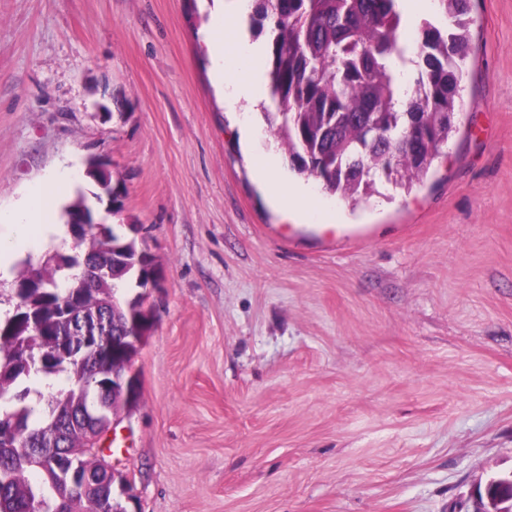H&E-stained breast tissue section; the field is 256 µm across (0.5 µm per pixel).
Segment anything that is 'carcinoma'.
<instances>
[{
    "label": "carcinoma",
    "mask_w": 512,
    "mask_h": 512,
    "mask_svg": "<svg viewBox=\"0 0 512 512\" xmlns=\"http://www.w3.org/2000/svg\"><path fill=\"white\" fill-rule=\"evenodd\" d=\"M445 23L421 22L415 59L399 40V0H253L251 27L265 36L268 103L261 115L288 155L290 169L352 206L402 189L427 175L455 129L460 93L448 76L463 78L469 55V0H435ZM98 186L112 185V214L122 213L112 173L87 162ZM83 254L58 251L24 264L11 283L13 313L0 321V512H108L112 475L92 451L112 424V364L95 350L57 342L61 320L82 325L109 319L100 338L115 363L137 355L112 344L126 332L125 284L140 288L158 274L154 256L110 224H89ZM65 376L48 406L27 402L28 383ZM71 455L92 476L74 484L58 471ZM41 472L31 484L25 473Z\"/></svg>",
    "instance_id": "1"
}]
</instances>
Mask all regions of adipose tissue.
Instances as JSON below:
<instances>
[{"instance_id":"adipose-tissue-1","label":"adipose tissue","mask_w":512,"mask_h":512,"mask_svg":"<svg viewBox=\"0 0 512 512\" xmlns=\"http://www.w3.org/2000/svg\"><path fill=\"white\" fill-rule=\"evenodd\" d=\"M240 22L241 19L237 16H217L205 42L217 64L216 77L226 85L230 95L251 98L257 90L255 77L240 76L226 70L222 64L224 42L230 35L235 38L237 54L243 62H251L263 52L261 44L240 36ZM256 174L266 184L278 206L299 210L307 215L313 212L314 207L308 193L292 188L278 175L272 153L257 154ZM68 190L69 182L66 178H47L35 185L28 198L15 210L6 214L0 213V223L13 225L16 229L14 238H0V254L12 252L29 240L58 234L59 229L53 222L52 209Z\"/></svg>"}]
</instances>
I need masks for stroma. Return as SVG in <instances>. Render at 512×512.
Masks as SVG:
<instances>
[{
  "instance_id": "stroma-1",
  "label": "stroma",
  "mask_w": 512,
  "mask_h": 512,
  "mask_svg": "<svg viewBox=\"0 0 512 512\" xmlns=\"http://www.w3.org/2000/svg\"><path fill=\"white\" fill-rule=\"evenodd\" d=\"M213 0H0V211L88 156L160 268L135 408L99 445L139 512H472L512 471V0H472L456 129L423 183L342 233L275 205L229 107ZM0 256V311L25 258Z\"/></svg>"
}]
</instances>
